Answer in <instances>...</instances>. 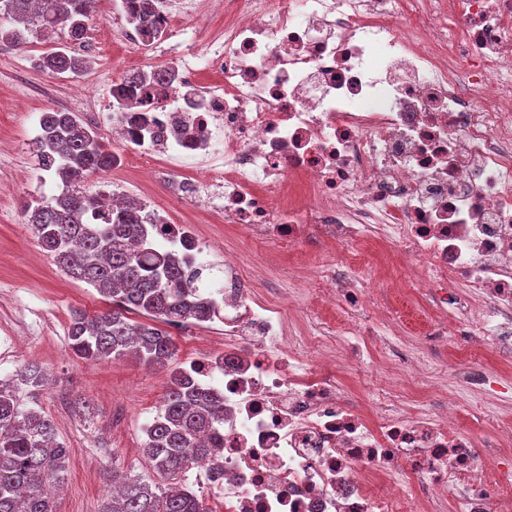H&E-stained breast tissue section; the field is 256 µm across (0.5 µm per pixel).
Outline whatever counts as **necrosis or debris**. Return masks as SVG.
Instances as JSON below:
<instances>
[{
	"instance_id": "obj_1",
	"label": "necrosis or debris",
	"mask_w": 512,
	"mask_h": 512,
	"mask_svg": "<svg viewBox=\"0 0 512 512\" xmlns=\"http://www.w3.org/2000/svg\"><path fill=\"white\" fill-rule=\"evenodd\" d=\"M222 26L155 83L150 50L195 23L200 0H160L148 29L123 27L144 75L137 108L114 112L141 170L200 171L175 195L215 203L257 245L309 239L335 250L310 266L304 307L320 333L295 337L284 311L257 303L238 262L215 296L224 353L198 361L224 394L220 512H489L512 484V445L397 406L406 348L373 351L391 296L359 285L363 258L399 262L400 288L435 302L420 337L512 359V0H221ZM204 270L214 251L189 226L158 241ZM344 312L341 321L324 310ZM380 389L368 408L341 369ZM339 381L350 401L362 408L368 404L376 384L375 380L365 379L349 369L340 371Z\"/></svg>"
}]
</instances>
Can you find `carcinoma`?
<instances>
[{
  "mask_svg": "<svg viewBox=\"0 0 512 512\" xmlns=\"http://www.w3.org/2000/svg\"><path fill=\"white\" fill-rule=\"evenodd\" d=\"M89 0H0V15L16 27L6 39L22 45L23 32L72 37L85 27ZM38 66L73 78L82 64L55 50ZM39 169L59 179V194L25 211L41 247L69 277L82 281L112 304L101 315L74 310L69 348L86 362L134 357L147 365L174 364L177 346L161 324H202L219 318L218 308L198 294L185 261L157 246L162 225L132 207L109 215L78 190L116 160L73 112L41 113ZM196 367L172 369L168 391L146 425L143 453L167 487H154L112 471V498L102 512H209L182 474L212 464L224 447V394L198 382ZM69 453L43 411L20 402L15 387L0 380V512H56L47 486L66 471Z\"/></svg>",
  "mask_w": 512,
  "mask_h": 512,
  "instance_id": "cac0c4a2",
  "label": "carcinoma"
}]
</instances>
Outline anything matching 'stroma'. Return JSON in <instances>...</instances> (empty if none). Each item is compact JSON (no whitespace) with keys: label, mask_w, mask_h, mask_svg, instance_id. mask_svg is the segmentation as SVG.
Returning a JSON list of instances; mask_svg holds the SVG:
<instances>
[{"label":"stroma","mask_w":512,"mask_h":512,"mask_svg":"<svg viewBox=\"0 0 512 512\" xmlns=\"http://www.w3.org/2000/svg\"><path fill=\"white\" fill-rule=\"evenodd\" d=\"M64 41L61 35L45 40L39 32L29 34L22 46L0 41V380L14 378L28 364L42 369V386H20L18 396L53 421L69 450L56 512H99L113 471L154 478L142 451L144 428L163 401L168 373L130 358L89 364L72 356L71 312L79 309L93 316L110 305L91 286L66 276L24 222V207L33 197L46 199L58 191L54 179H41L37 171L32 130L40 113L76 112L95 126L107 109L103 93L75 96L71 79L34 67V57ZM130 58L128 44L115 39L88 54L87 73L101 84L124 78ZM129 185L132 192L151 197L176 223L222 242L223 251L214 258L212 284H223L221 265L230 253L246 272L255 273V298L275 306L298 303L304 264L328 261L325 246L318 242H304L290 251L274 244L257 246L240 225L214 220L208 211L175 199L165 184L142 173H132ZM398 303L402 321L379 326L378 331L399 339L420 367L417 376L404 382V401L433 419L442 407H449L459 414L462 425L475 427L476 399L457 387L448 350L419 340L431 303L411 292L400 296ZM171 335L181 363L224 348V325L218 321L206 328H175Z\"/></svg>","instance_id":"35a3bbf8"}]
</instances>
